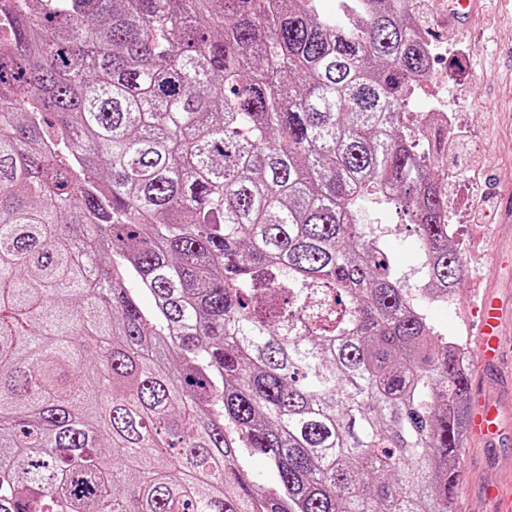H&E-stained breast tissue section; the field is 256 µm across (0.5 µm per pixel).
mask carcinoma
<instances>
[{"label": "carcinoma", "mask_w": 512, "mask_h": 512, "mask_svg": "<svg viewBox=\"0 0 512 512\" xmlns=\"http://www.w3.org/2000/svg\"><path fill=\"white\" fill-rule=\"evenodd\" d=\"M339 3L10 0L0 512H453L471 383L429 306L463 259L443 126L404 124L428 50L406 0ZM361 219L365 224L384 225L386 243L397 272L401 276H410L411 283L420 286L422 279L418 271L421 262L414 246L416 239L410 218L394 205L373 197L363 203Z\"/></svg>", "instance_id": "carcinoma-1"}]
</instances>
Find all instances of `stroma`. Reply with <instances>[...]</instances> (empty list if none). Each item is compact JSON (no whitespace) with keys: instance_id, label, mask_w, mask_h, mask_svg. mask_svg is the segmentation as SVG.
Masks as SVG:
<instances>
[{"instance_id":"stroma-1","label":"stroma","mask_w":512,"mask_h":512,"mask_svg":"<svg viewBox=\"0 0 512 512\" xmlns=\"http://www.w3.org/2000/svg\"><path fill=\"white\" fill-rule=\"evenodd\" d=\"M431 0H418L429 25L441 37L459 44L461 54L435 65L433 83L424 85L410 103L408 121L419 120L431 106L458 115L467 132L461 164L439 155L436 172L448 174V209L462 219L464 277L453 309L432 305L438 330L466 350L476 341L474 309L486 291H495L512 314V6L503 0H479L469 27L456 26L431 11ZM361 219L381 224L399 275L420 283V257L408 216L373 198L362 206ZM471 390L496 399L502 422L512 433V360L483 365L469 360ZM454 512H494L487 496L491 483L512 478V444L499 440H466L459 451Z\"/></svg>"}]
</instances>
